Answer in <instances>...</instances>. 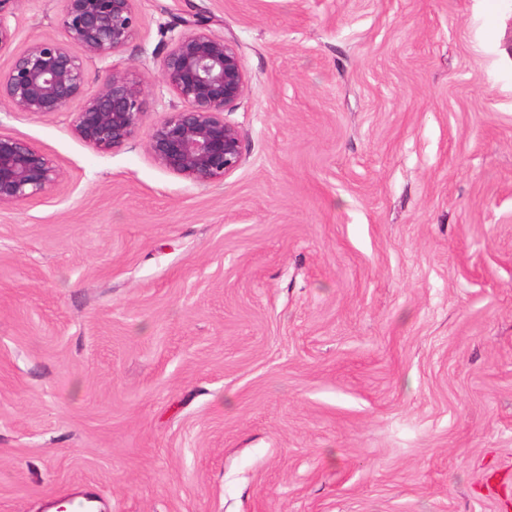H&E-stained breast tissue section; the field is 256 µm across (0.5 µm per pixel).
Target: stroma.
Returning a JSON list of instances; mask_svg holds the SVG:
<instances>
[{"label": "stroma", "mask_w": 512, "mask_h": 512, "mask_svg": "<svg viewBox=\"0 0 512 512\" xmlns=\"http://www.w3.org/2000/svg\"><path fill=\"white\" fill-rule=\"evenodd\" d=\"M87 59L175 98L193 15L248 77L203 184L144 133L0 109L62 169L0 205V512H512V0H136ZM24 0L0 72L57 38Z\"/></svg>", "instance_id": "obj_1"}]
</instances>
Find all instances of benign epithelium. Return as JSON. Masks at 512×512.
<instances>
[{
    "mask_svg": "<svg viewBox=\"0 0 512 512\" xmlns=\"http://www.w3.org/2000/svg\"><path fill=\"white\" fill-rule=\"evenodd\" d=\"M24 0H0V51L13 40L7 19ZM61 37L32 41L0 73V106L49 116L80 103L74 135L99 151H117L143 124L144 83L114 70L89 88L84 61L123 48L137 26L135 0H60ZM173 38L161 69L177 99L147 133V150L166 171L217 183L243 163V137L224 118L245 96L248 78L231 40L195 17ZM62 172L33 144L0 132V204L23 202L57 184Z\"/></svg>",
    "mask_w": 512,
    "mask_h": 512,
    "instance_id": "7a95c632",
    "label": "benign epithelium"
}]
</instances>
